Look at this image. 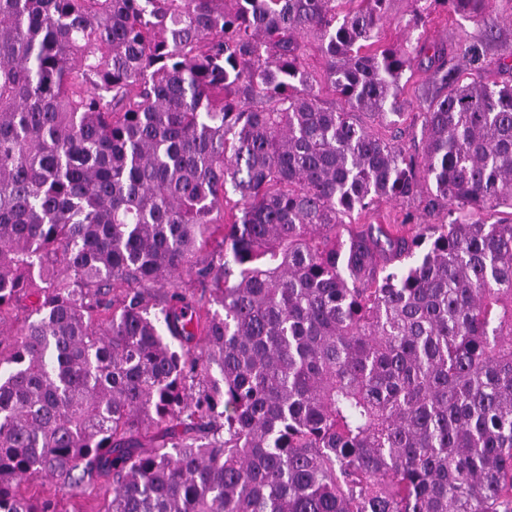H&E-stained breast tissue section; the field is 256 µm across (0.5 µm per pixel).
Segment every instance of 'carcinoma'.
Segmentation results:
<instances>
[{
	"mask_svg": "<svg viewBox=\"0 0 512 512\" xmlns=\"http://www.w3.org/2000/svg\"><path fill=\"white\" fill-rule=\"evenodd\" d=\"M389 2L0 0V512L102 473L101 512H512V83L383 45ZM382 198L448 223H351ZM405 87L402 93L404 110L406 112L400 125L402 141L409 150L422 159L424 154V135L421 130V121L417 112H421L423 102L435 91L429 82L428 73L421 68H415L412 73L408 72L402 84ZM221 239L212 240L206 248H204L201 252H199L191 261V266L188 267L173 281L171 285H167L164 288H151L146 294V301L151 309L154 311L153 305L158 303L163 294H170L174 291H184V289H190L188 292L189 296H194L196 300L200 299L202 296L203 299L208 298L212 283L211 279L208 278L205 282H201L197 276V270L202 266L201 262L206 258L207 253L219 250Z\"/></svg>",
	"mask_w": 512,
	"mask_h": 512,
	"instance_id": "carcinoma-1",
	"label": "carcinoma"
}]
</instances>
